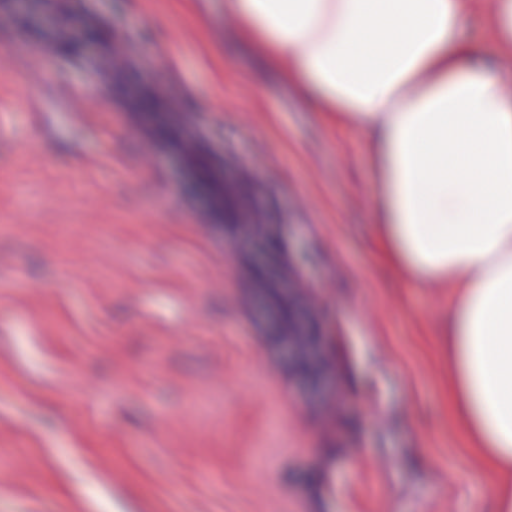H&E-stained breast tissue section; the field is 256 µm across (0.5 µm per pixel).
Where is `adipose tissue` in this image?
Segmentation results:
<instances>
[{"mask_svg": "<svg viewBox=\"0 0 512 512\" xmlns=\"http://www.w3.org/2000/svg\"><path fill=\"white\" fill-rule=\"evenodd\" d=\"M240 39L317 111L369 137L375 221L398 272L448 283L453 412L512 512V0H224ZM495 0H476L475 15L468 29L466 30L465 36L468 40L486 44V34L480 24V16L483 13H487L493 10Z\"/></svg>", "mask_w": 512, "mask_h": 512, "instance_id": "1", "label": "adipose tissue"}]
</instances>
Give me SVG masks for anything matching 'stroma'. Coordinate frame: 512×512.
<instances>
[{
  "mask_svg": "<svg viewBox=\"0 0 512 512\" xmlns=\"http://www.w3.org/2000/svg\"><path fill=\"white\" fill-rule=\"evenodd\" d=\"M90 18L134 67L52 50ZM195 141L248 188L234 246L184 190ZM450 299L390 267L364 138L224 0L0 5V512H492L448 419ZM291 304L326 336L320 386L266 338Z\"/></svg>",
  "mask_w": 512,
  "mask_h": 512,
  "instance_id": "35a3bbf8",
  "label": "stroma"
}]
</instances>
